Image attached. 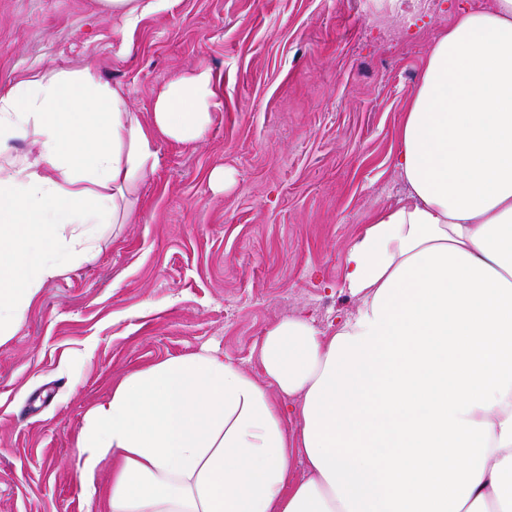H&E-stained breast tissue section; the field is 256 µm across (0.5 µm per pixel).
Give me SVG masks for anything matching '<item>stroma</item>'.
I'll return each mask as SVG.
<instances>
[{
	"label": "stroma",
	"instance_id": "35a3bbf8",
	"mask_svg": "<svg viewBox=\"0 0 512 512\" xmlns=\"http://www.w3.org/2000/svg\"><path fill=\"white\" fill-rule=\"evenodd\" d=\"M493 3L175 0L125 32L97 0H0V85L91 65L145 119L203 64L222 95L202 140L157 142L131 222L106 225L0 344V512H85L75 435L129 372L215 347L257 376L281 320L323 330L355 311L346 251L408 193L397 134L428 52Z\"/></svg>",
	"mask_w": 512,
	"mask_h": 512
}]
</instances>
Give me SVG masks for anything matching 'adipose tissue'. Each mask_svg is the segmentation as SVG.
Segmentation results:
<instances>
[{"mask_svg": "<svg viewBox=\"0 0 512 512\" xmlns=\"http://www.w3.org/2000/svg\"><path fill=\"white\" fill-rule=\"evenodd\" d=\"M219 104L202 65L146 121L88 65L0 86V341ZM398 144L409 193L347 250L356 312L268 329L258 378L204 348L113 384L75 437L88 508L108 465L107 512H512V0L437 38Z\"/></svg>", "mask_w": 512, "mask_h": 512, "instance_id": "1", "label": "adipose tissue"}]
</instances>
